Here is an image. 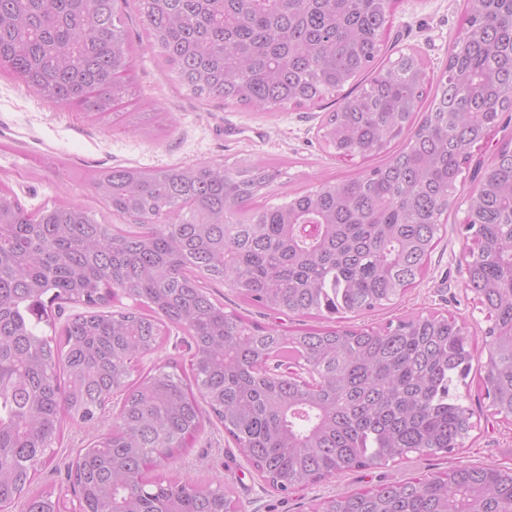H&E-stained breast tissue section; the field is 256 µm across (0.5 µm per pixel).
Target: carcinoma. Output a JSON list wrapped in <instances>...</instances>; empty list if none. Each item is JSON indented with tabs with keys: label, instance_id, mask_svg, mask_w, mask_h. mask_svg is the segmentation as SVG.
Instances as JSON below:
<instances>
[{
	"label": "carcinoma",
	"instance_id": "1",
	"mask_svg": "<svg viewBox=\"0 0 512 512\" xmlns=\"http://www.w3.org/2000/svg\"><path fill=\"white\" fill-rule=\"evenodd\" d=\"M395 0H138L151 47L178 85L258 112L332 99L319 132L337 157L386 160L281 203L258 202L277 166H115L88 182L123 226L73 201L30 212L0 185V509L61 512L35 491L68 421L112 424L80 450L78 512H240L219 478L149 475L213 420L286 493L411 453H451L474 428L456 394L474 360L463 317L342 319L393 303L428 273L448 209L463 210L460 272L488 322L479 391L512 422V137L464 168L512 112V0H467L436 77L409 50L384 67ZM119 0H0V73L91 122L129 95ZM316 320L292 331L227 311ZM82 306L60 336L47 308ZM184 335L189 369L133 362ZM300 365L315 378L281 370ZM313 512H512V468L460 466Z\"/></svg>",
	"mask_w": 512,
	"mask_h": 512
}]
</instances>
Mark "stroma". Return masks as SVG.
<instances>
[{"mask_svg": "<svg viewBox=\"0 0 512 512\" xmlns=\"http://www.w3.org/2000/svg\"><path fill=\"white\" fill-rule=\"evenodd\" d=\"M465 8V0H396L385 35L384 59L393 60L400 52L414 49L426 62L429 75L439 74ZM122 10L135 39L134 67L131 93L118 109L142 113L138 130H129L122 118L87 121L81 114L59 109L30 93L11 76H0V183L9 186L27 209L66 199L104 214L84 178L85 172L99 166L184 165L208 159L230 164L244 156L274 160L280 163L281 174L266 196L273 203L324 181L349 178L363 168V161H339L324 148L317 134L321 110L256 112L180 89L172 74L161 67L148 41L141 38L136 0H128ZM155 107L161 109L160 117H153ZM463 218V212L449 209L442 241L426 277L394 303L363 315V322L383 324L431 310L464 317L476 330L486 328L459 272L466 245L460 232ZM474 422L464 447L453 453L412 454L287 494L274 492L252 471L218 423L196 438L187 455L159 466L157 472L196 481L219 476L233 489L242 512H310L312 505L345 489L423 478L462 464L492 462L512 468V424L498 420L485 406L478 407ZM92 437V430L84 425L68 424L61 445L38 474L36 489L53 491L65 502H72L68 467Z\"/></svg>", "mask_w": 512, "mask_h": 512, "instance_id": "1", "label": "stroma"}]
</instances>
